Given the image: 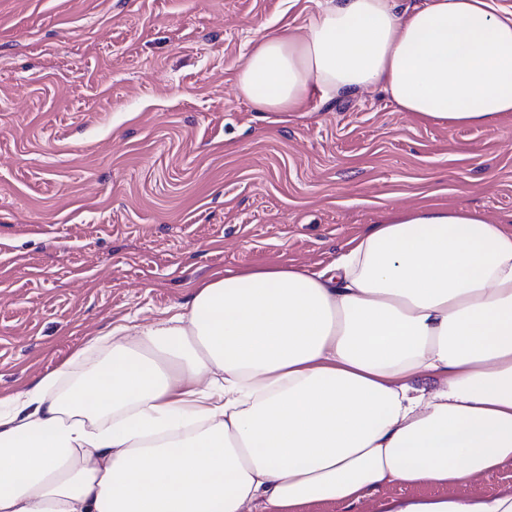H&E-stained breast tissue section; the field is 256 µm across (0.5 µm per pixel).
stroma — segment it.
Returning <instances> with one entry per match:
<instances>
[{
  "label": "stroma",
  "instance_id": "35a3bbf8",
  "mask_svg": "<svg viewBox=\"0 0 512 512\" xmlns=\"http://www.w3.org/2000/svg\"><path fill=\"white\" fill-rule=\"evenodd\" d=\"M318 0H0V395L227 270H321L389 209L512 224V113L442 127L371 90L260 112L256 30Z\"/></svg>",
  "mask_w": 512,
  "mask_h": 512
}]
</instances>
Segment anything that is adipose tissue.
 I'll list each match as a JSON object with an SVG mask.
<instances>
[{
	"label": "adipose tissue",
	"instance_id": "adipose-tissue-1",
	"mask_svg": "<svg viewBox=\"0 0 512 512\" xmlns=\"http://www.w3.org/2000/svg\"><path fill=\"white\" fill-rule=\"evenodd\" d=\"M262 112L382 91L441 126L512 112V10L494 0H321L257 35L236 74ZM85 372L0 397V512H512V225L389 212L315 272L203 281L120 324ZM392 485L443 496L384 498Z\"/></svg>",
	"mask_w": 512,
	"mask_h": 512
}]
</instances>
